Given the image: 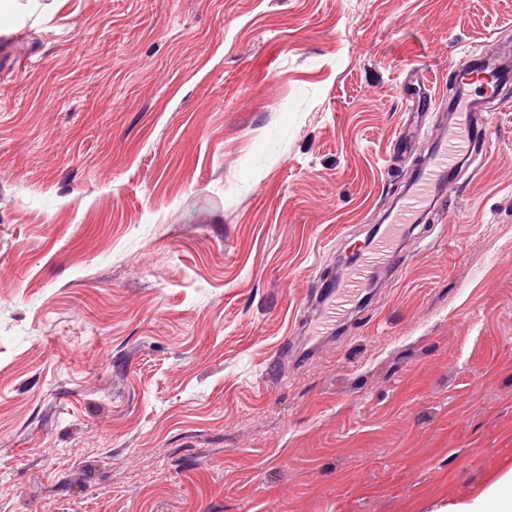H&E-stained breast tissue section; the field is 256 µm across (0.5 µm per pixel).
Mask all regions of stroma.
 <instances>
[{
	"mask_svg": "<svg viewBox=\"0 0 512 512\" xmlns=\"http://www.w3.org/2000/svg\"><path fill=\"white\" fill-rule=\"evenodd\" d=\"M493 39L512 0H0V512H436L512 470V103L395 273L328 335L308 303Z\"/></svg>",
	"mask_w": 512,
	"mask_h": 512,
	"instance_id": "obj_1",
	"label": "stroma"
}]
</instances>
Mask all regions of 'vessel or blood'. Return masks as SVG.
I'll list each match as a JSON object with an SVG mask.
<instances>
[{"label": "vessel or blood", "mask_w": 512, "mask_h": 512, "mask_svg": "<svg viewBox=\"0 0 512 512\" xmlns=\"http://www.w3.org/2000/svg\"><path fill=\"white\" fill-rule=\"evenodd\" d=\"M499 56L498 44L491 41L480 54L467 56L456 65L455 93L448 102L449 120L384 213L383 233L366 244L361 261L349 266L345 275L320 282L316 305L322 324L335 322L352 299L369 287L377 271L386 267L404 225L421 222L429 215L446 197L459 164L477 156V145L485 139L481 115L500 100L503 88L512 84V68L499 65Z\"/></svg>", "instance_id": "1"}]
</instances>
